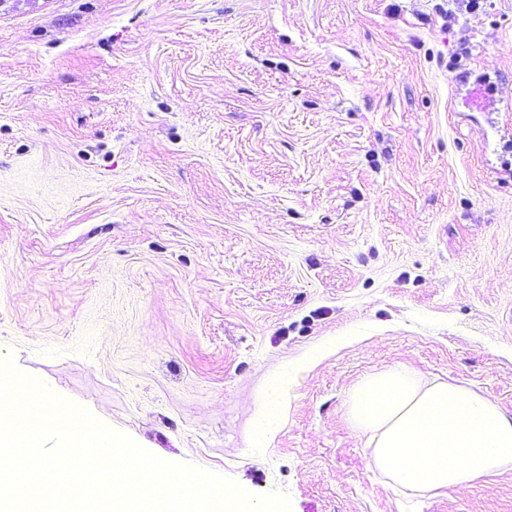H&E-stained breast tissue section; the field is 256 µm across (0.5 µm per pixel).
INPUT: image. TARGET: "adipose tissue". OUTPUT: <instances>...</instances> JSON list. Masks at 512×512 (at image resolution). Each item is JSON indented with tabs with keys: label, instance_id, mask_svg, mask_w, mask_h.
I'll list each match as a JSON object with an SVG mask.
<instances>
[{
	"label": "adipose tissue",
	"instance_id": "ef3b65f1",
	"mask_svg": "<svg viewBox=\"0 0 512 512\" xmlns=\"http://www.w3.org/2000/svg\"><path fill=\"white\" fill-rule=\"evenodd\" d=\"M348 416L368 437L370 465L412 491L465 488L512 468V415L464 386L390 368L354 386Z\"/></svg>",
	"mask_w": 512,
	"mask_h": 512
}]
</instances>
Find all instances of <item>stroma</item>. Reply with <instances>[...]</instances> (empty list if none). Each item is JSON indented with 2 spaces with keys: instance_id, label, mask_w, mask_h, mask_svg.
Wrapping results in <instances>:
<instances>
[{
  "instance_id": "1",
  "label": "stroma",
  "mask_w": 512,
  "mask_h": 512,
  "mask_svg": "<svg viewBox=\"0 0 512 512\" xmlns=\"http://www.w3.org/2000/svg\"><path fill=\"white\" fill-rule=\"evenodd\" d=\"M290 512L392 485L403 365L512 414V0H0V360Z\"/></svg>"
}]
</instances>
